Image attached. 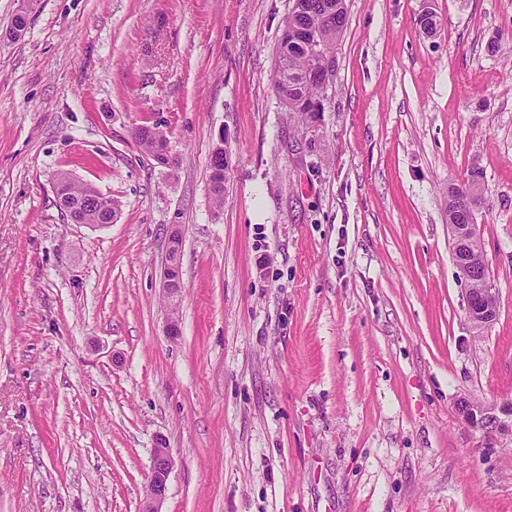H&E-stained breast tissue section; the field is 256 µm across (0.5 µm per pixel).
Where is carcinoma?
I'll list each match as a JSON object with an SVG mask.
<instances>
[{
  "label": "carcinoma",
  "instance_id": "carcinoma-1",
  "mask_svg": "<svg viewBox=\"0 0 512 512\" xmlns=\"http://www.w3.org/2000/svg\"><path fill=\"white\" fill-rule=\"evenodd\" d=\"M346 21L345 0H299V8L285 21L279 43L271 84L283 104L306 120L317 117L316 105L323 99L332 70L325 64L326 54L335 50ZM142 150L153 156L167 143L158 125H142L134 134ZM210 183L214 202L224 205V154L214 153L210 159ZM475 184L483 185V172L470 171L466 181L448 188V223L472 224L474 216L467 206V192ZM58 194L75 207L74 223L104 224L106 213L93 199L98 191L62 176Z\"/></svg>",
  "mask_w": 512,
  "mask_h": 512
}]
</instances>
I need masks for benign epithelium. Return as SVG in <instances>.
I'll return each instance as SVG.
<instances>
[{
    "label": "benign epithelium",
    "instance_id": "7a95c632",
    "mask_svg": "<svg viewBox=\"0 0 512 512\" xmlns=\"http://www.w3.org/2000/svg\"><path fill=\"white\" fill-rule=\"evenodd\" d=\"M452 251L459 255L456 267L460 279L468 286L466 289L469 320L476 327H486L497 317V309L485 305V298L495 295V289L489 280L482 276L468 258L471 237L478 234V225H448ZM181 235L179 225H171L169 251L166 269L163 275L162 289L167 298L178 301L183 284L180 280ZM458 414L489 433L512 438V401L498 407L486 406L475 401H466L457 407ZM174 468V458L163 440H158L153 451L150 476L147 481L141 512H161V506L167 497L168 480Z\"/></svg>",
    "mask_w": 512,
    "mask_h": 512
}]
</instances>
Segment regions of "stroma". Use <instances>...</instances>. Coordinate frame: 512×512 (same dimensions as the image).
Masks as SVG:
<instances>
[{"label": "stroma", "mask_w": 512, "mask_h": 512, "mask_svg": "<svg viewBox=\"0 0 512 512\" xmlns=\"http://www.w3.org/2000/svg\"><path fill=\"white\" fill-rule=\"evenodd\" d=\"M346 4L307 123L270 83L293 0H32L18 40L0 0V512H139L159 436L162 512H512V439L457 413L512 400V0ZM475 167L479 332L446 211ZM134 137L142 150L153 158L159 150L160 145H167L166 134L158 125H142L138 128ZM210 183L213 184L214 202L224 205V152L213 153L210 159ZM57 193L65 196L75 207L74 223L100 224L101 226L112 224L113 212H109L107 221L106 213L93 202L96 195H103L92 187L76 184L66 176H60ZM104 198L111 203L112 209H115L116 203L112 199ZM170 226L168 259L163 275L162 289L171 302H177L182 288H184L180 280L181 235L179 225Z\"/></svg>", "instance_id": "35a3bbf8"}]
</instances>
